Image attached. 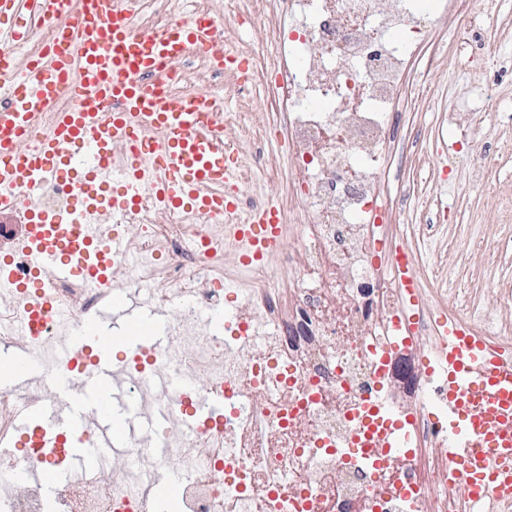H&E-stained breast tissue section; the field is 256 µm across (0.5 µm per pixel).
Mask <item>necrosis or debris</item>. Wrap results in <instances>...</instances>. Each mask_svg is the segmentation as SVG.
<instances>
[{
    "mask_svg": "<svg viewBox=\"0 0 512 512\" xmlns=\"http://www.w3.org/2000/svg\"><path fill=\"white\" fill-rule=\"evenodd\" d=\"M498 0L458 10L455 0H225L226 13L265 17L270 53L244 51L247 76L211 69L204 59L174 72L181 98L208 97L214 112L227 103L217 85L237 93L259 89L264 109L251 127L229 126V150L242 139L256 150L235 175L240 217L265 201L244 195L254 172L282 188L274 202L281 224L297 229L294 250L267 264L226 261L224 242L234 225L199 213H170L143 191L130 208L111 195L88 215L102 236L139 225L108 275L119 286L146 289L160 310L175 313V342L151 362L132 367L134 389L155 374L188 380L196 391L229 398L223 426L151 433L163 449L126 451L121 462L67 483L57 502L44 499L21 475L15 452H0V512H152L133 493L135 476L156 467L186 468L182 512H512V499H469L448 470L444 417L429 412L433 380L416 366L413 350L429 361L441 355V321L512 351V316L491 317L447 303L442 288L414 276L412 296L393 280L399 246L393 226L401 201L385 186L392 160L410 159L417 140L401 130L403 110L418 96L416 64L425 61L429 23L453 15L455 39L467 62L484 67L479 44L496 29ZM458 145L474 185L489 182L494 159L471 126ZM24 213L0 214V253L15 277L30 273L21 242ZM39 293L0 294V344L52 350L60 329L14 334L39 295L73 320L92 315L105 294L82 279L58 281L41 271ZM237 285L238 311L220 336L198 329L199 307L223 300ZM374 400L390 403L388 420L407 434L401 455L365 447L363 422L378 424Z\"/></svg>",
    "mask_w": 512,
    "mask_h": 512,
    "instance_id": "4bbe7bcc",
    "label": "necrosis or debris"
}]
</instances>
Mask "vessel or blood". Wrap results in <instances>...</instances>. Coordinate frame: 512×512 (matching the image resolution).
Here are the masks:
<instances>
[{"mask_svg":"<svg viewBox=\"0 0 512 512\" xmlns=\"http://www.w3.org/2000/svg\"><path fill=\"white\" fill-rule=\"evenodd\" d=\"M56 29L40 55L16 67L0 50V85L8 101L0 105V211L25 210V248L32 269H52L64 278H83L103 289L109 280L102 264L85 263L98 238L95 225L59 224L39 210L35 200L48 184L74 182L78 205L94 207L112 170L111 148L126 151V168L112 204L134 203L143 188L168 209H192L215 218L232 217L238 208L232 175L238 162L224 146L223 119L204 101L177 97L171 66L188 54L229 68L236 55L217 49L212 18L197 16L154 34L137 26L128 0H0V32L10 43H23L37 27ZM73 107L58 113L52 127L32 147L26 135L36 116L63 95ZM237 235L247 244L246 261L269 258L280 247L277 211L257 209ZM45 300L16 325L19 333L37 330L54 316ZM122 321L131 351L146 354L172 345L171 325L152 306L130 294L113 295L94 316L76 323L65 338L55 367L44 366L30 350L12 351L0 368V388L16 391L49 382L52 400L38 404L16 430L14 446L37 448L26 474L34 476L47 497H55L61 476L56 457L96 469L104 451L127 442L138 418L166 421L164 410L146 409L140 395L117 406L125 367L112 358V337L104 326ZM447 374L431 398L453 420L448 440L452 476L464 481L472 499L487 491L512 498V364L464 331L462 323L444 328ZM96 350L89 366L72 377L65 366ZM223 395L196 393L191 414L200 420L223 419ZM182 475L166 470L146 474L144 484L158 512H180Z\"/></svg>","mask_w":512,"mask_h":512,"instance_id":"1","label":"vessel or blood"}]
</instances>
